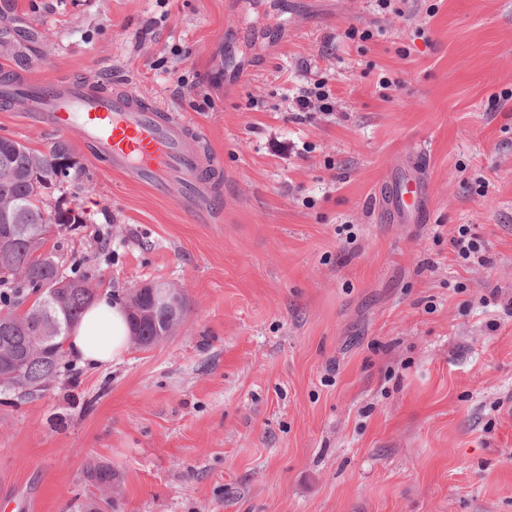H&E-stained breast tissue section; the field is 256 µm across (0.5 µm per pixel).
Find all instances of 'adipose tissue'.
Here are the masks:
<instances>
[{"label": "adipose tissue", "mask_w": 512, "mask_h": 512, "mask_svg": "<svg viewBox=\"0 0 512 512\" xmlns=\"http://www.w3.org/2000/svg\"><path fill=\"white\" fill-rule=\"evenodd\" d=\"M130 326L125 303L101 291L71 330L69 358L89 369L122 362L129 347Z\"/></svg>", "instance_id": "obj_1"}]
</instances>
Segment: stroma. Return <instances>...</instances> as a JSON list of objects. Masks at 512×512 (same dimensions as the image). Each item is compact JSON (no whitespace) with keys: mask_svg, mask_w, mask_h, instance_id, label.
I'll return each instance as SVG.
<instances>
[{"mask_svg":"<svg viewBox=\"0 0 512 512\" xmlns=\"http://www.w3.org/2000/svg\"><path fill=\"white\" fill-rule=\"evenodd\" d=\"M0 42V74L130 85L224 163L203 223L0 104V137L71 148L64 264L186 302L121 363L0 390V512H66L92 463L113 512H512V0H0ZM419 151L404 224L377 199ZM331 92L327 78L316 80L313 87L303 90L301 95L295 97L297 112H313L316 108L321 111H329ZM451 244L456 256V260L463 264L473 262L477 258V263H484L486 259L482 252V245L471 234V230L466 224L459 225L457 236L451 238Z\"/></svg>","mask_w":512,"mask_h":512,"instance_id":"obj_1","label":"stroma"}]
</instances>
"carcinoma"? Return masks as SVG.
I'll list each match as a JSON object with an SVG mask.
<instances>
[{
	"mask_svg": "<svg viewBox=\"0 0 512 512\" xmlns=\"http://www.w3.org/2000/svg\"><path fill=\"white\" fill-rule=\"evenodd\" d=\"M70 147L55 142L35 150L0 137V387L22 385L25 393L41 391L55 380L65 357L64 343L73 325L94 299L96 289L76 266L61 269L62 237L51 248L54 233L84 223L82 214L53 205L47 190L75 178ZM37 295L23 313L15 305L24 295ZM131 334L147 348L163 340L165 312L156 308L152 288L126 295ZM116 474L100 463L89 465L86 482L92 491L75 512H103L113 505Z\"/></svg>",
	"mask_w": 512,
	"mask_h": 512,
	"instance_id": "cac0c4a2",
	"label": "carcinoma"
}]
</instances>
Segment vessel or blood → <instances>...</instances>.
Returning a JSON list of instances; mask_svg holds the SVG:
<instances>
[{
    "label": "vessel or blood",
    "mask_w": 512,
    "mask_h": 512,
    "mask_svg": "<svg viewBox=\"0 0 512 512\" xmlns=\"http://www.w3.org/2000/svg\"><path fill=\"white\" fill-rule=\"evenodd\" d=\"M25 96L57 131L80 128L107 169L155 192L173 194L199 214H208L221 189V158L194 148L189 124L131 87L101 88L99 83L10 82L0 98ZM429 186L410 174L391 180L388 214L412 224L429 211Z\"/></svg>",
    "instance_id": "vessel-or-blood-1"
}]
</instances>
